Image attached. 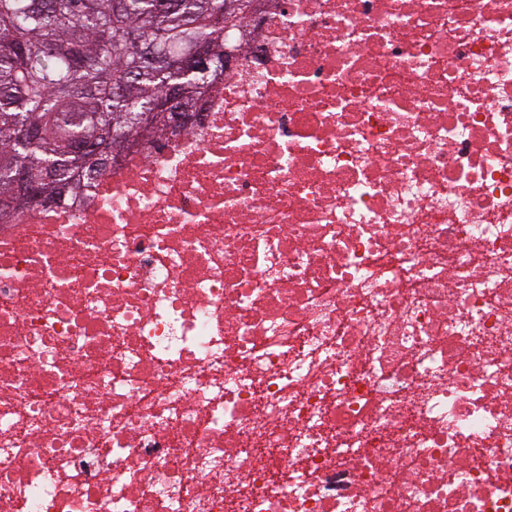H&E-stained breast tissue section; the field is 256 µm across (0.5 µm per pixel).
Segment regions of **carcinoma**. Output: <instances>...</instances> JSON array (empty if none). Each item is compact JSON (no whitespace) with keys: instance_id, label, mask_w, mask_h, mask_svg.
<instances>
[{"instance_id":"carcinoma-1","label":"carcinoma","mask_w":512,"mask_h":512,"mask_svg":"<svg viewBox=\"0 0 512 512\" xmlns=\"http://www.w3.org/2000/svg\"><path fill=\"white\" fill-rule=\"evenodd\" d=\"M236 0H0V216L54 200L140 139L169 96L191 107L224 75ZM207 46L210 71L184 56ZM37 193L17 182L19 169Z\"/></svg>"}]
</instances>
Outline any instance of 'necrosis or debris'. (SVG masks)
Masks as SVG:
<instances>
[{
	"label": "necrosis or debris",
	"mask_w": 512,
	"mask_h": 512,
	"mask_svg": "<svg viewBox=\"0 0 512 512\" xmlns=\"http://www.w3.org/2000/svg\"><path fill=\"white\" fill-rule=\"evenodd\" d=\"M246 30L0 218V512H512V0Z\"/></svg>",
	"instance_id": "obj_1"
}]
</instances>
